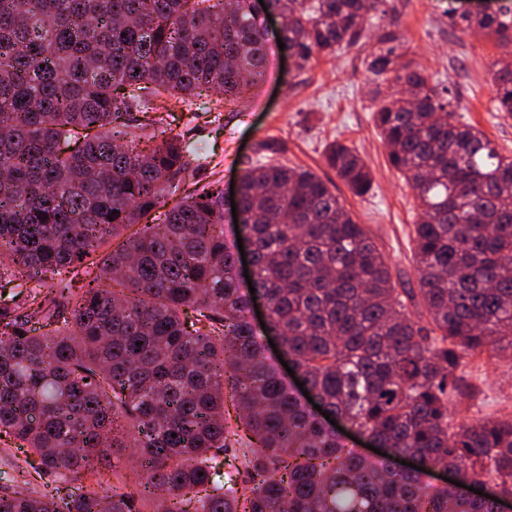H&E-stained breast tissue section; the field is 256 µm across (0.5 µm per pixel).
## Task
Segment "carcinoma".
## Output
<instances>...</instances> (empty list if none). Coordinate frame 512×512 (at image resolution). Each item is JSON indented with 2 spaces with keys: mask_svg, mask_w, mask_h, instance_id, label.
<instances>
[{
  "mask_svg": "<svg viewBox=\"0 0 512 512\" xmlns=\"http://www.w3.org/2000/svg\"><path fill=\"white\" fill-rule=\"evenodd\" d=\"M305 66L357 45L386 0H265ZM453 25L512 47V11ZM363 59L390 165L415 193L414 259L429 325L332 187L272 159L241 175L255 293L224 239V189L204 186L144 224L203 167L171 137L146 149L172 101L234 102L263 74L253 0H0V441L26 449L24 483L116 468L135 481L61 498L0 494V512H499L512 498V421L451 425L467 356L512 352V153L464 124L449 88L380 30ZM411 94L391 98L380 82ZM493 111L512 118V68L493 64ZM133 112L145 122L130 123ZM326 165L372 186L341 142ZM269 306L265 331L252 298ZM272 333L309 393L376 441L367 457L328 430L268 362ZM229 396L235 417L225 414ZM130 425L120 439L114 424ZM413 458L422 470H398ZM452 469L493 498L436 486Z\"/></svg>",
  "mask_w": 512,
  "mask_h": 512,
  "instance_id": "1",
  "label": "carcinoma"
}]
</instances>
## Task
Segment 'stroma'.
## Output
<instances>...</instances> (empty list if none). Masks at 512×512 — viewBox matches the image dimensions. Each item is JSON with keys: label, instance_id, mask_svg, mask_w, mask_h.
<instances>
[{"label": "stroma", "instance_id": "stroma-1", "mask_svg": "<svg viewBox=\"0 0 512 512\" xmlns=\"http://www.w3.org/2000/svg\"><path fill=\"white\" fill-rule=\"evenodd\" d=\"M512 0H387V18L394 21L414 67L449 86L463 107L462 117L474 124L498 150L512 152V121L492 112L490 65L501 54L496 40L453 28L449 12L482 7L495 11ZM375 40L333 55L313 57L306 66L294 65L287 51L269 60L263 79L243 99L221 103L200 97L165 113L155 131L157 139L173 136L206 146L211 162L182 182L180 194L196 185L221 181L235 187L261 144L281 150L280 160L335 179L323 158L327 143L337 140L355 149L370 168L371 191L362 197L346 186L337 193L357 223L373 237L390 266L394 281L404 288L409 316L427 324V312L414 296L417 272L413 259L414 226L418 211L414 194L389 165L387 150L375 126L368 89L370 76L362 65ZM460 373L467 386L450 401L452 424L483 418L512 419V356L487 353L466 357Z\"/></svg>", "mask_w": 512, "mask_h": 512}]
</instances>
